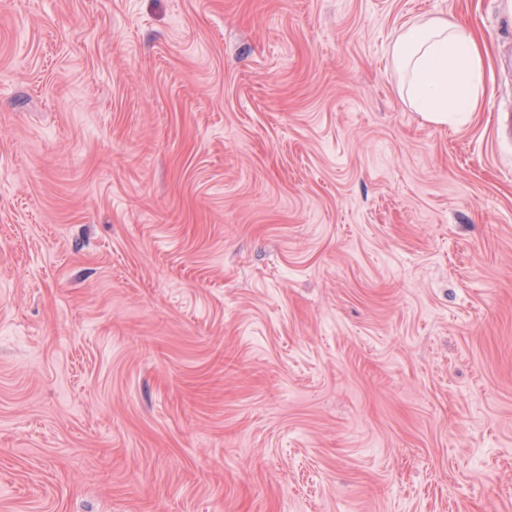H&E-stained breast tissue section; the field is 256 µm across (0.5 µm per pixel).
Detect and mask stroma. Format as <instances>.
Returning <instances> with one entry per match:
<instances>
[{
    "instance_id": "stroma-1",
    "label": "stroma",
    "mask_w": 512,
    "mask_h": 512,
    "mask_svg": "<svg viewBox=\"0 0 512 512\" xmlns=\"http://www.w3.org/2000/svg\"><path fill=\"white\" fill-rule=\"evenodd\" d=\"M0 512H512V0H0ZM388 52L401 75V94L425 121L455 125L474 112L481 58L467 26L415 22L394 38Z\"/></svg>"
}]
</instances>
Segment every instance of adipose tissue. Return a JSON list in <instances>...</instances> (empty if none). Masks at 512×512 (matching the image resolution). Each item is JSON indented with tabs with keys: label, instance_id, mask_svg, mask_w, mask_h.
<instances>
[{
	"label": "adipose tissue",
	"instance_id": "1",
	"mask_svg": "<svg viewBox=\"0 0 512 512\" xmlns=\"http://www.w3.org/2000/svg\"><path fill=\"white\" fill-rule=\"evenodd\" d=\"M389 56L401 75L402 95L425 121L455 125L474 112L481 58L467 26L433 19L413 23L391 42Z\"/></svg>",
	"mask_w": 512,
	"mask_h": 512
}]
</instances>
